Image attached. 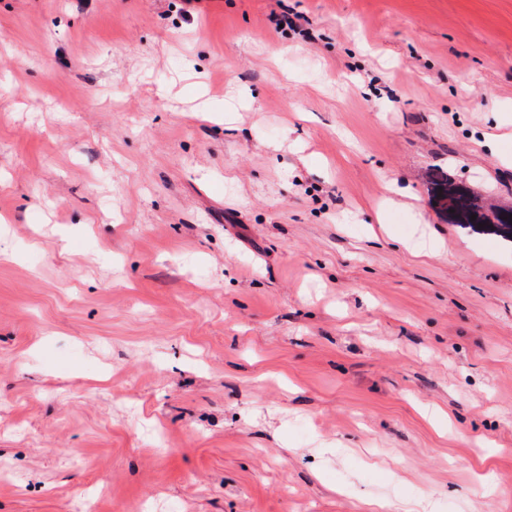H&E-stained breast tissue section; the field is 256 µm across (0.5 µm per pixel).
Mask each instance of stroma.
<instances>
[{
	"mask_svg": "<svg viewBox=\"0 0 512 512\" xmlns=\"http://www.w3.org/2000/svg\"><path fill=\"white\" fill-rule=\"evenodd\" d=\"M436 168L512 206V0H0V512H512Z\"/></svg>",
	"mask_w": 512,
	"mask_h": 512,
	"instance_id": "1",
	"label": "stroma"
}]
</instances>
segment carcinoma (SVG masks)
<instances>
[{"mask_svg": "<svg viewBox=\"0 0 512 512\" xmlns=\"http://www.w3.org/2000/svg\"><path fill=\"white\" fill-rule=\"evenodd\" d=\"M429 202L437 212L450 213L448 223L481 235H492L512 244V209H495L469 186L435 170L429 177ZM476 219H471V216Z\"/></svg>", "mask_w": 512, "mask_h": 512, "instance_id": "cac0c4a2", "label": "carcinoma"}]
</instances>
